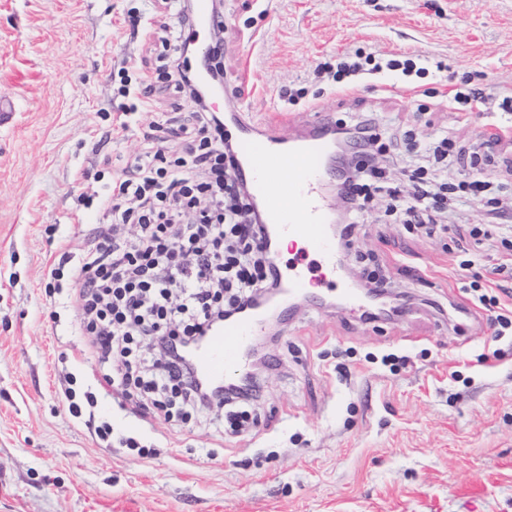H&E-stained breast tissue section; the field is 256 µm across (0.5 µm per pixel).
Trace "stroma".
Wrapping results in <instances>:
<instances>
[{
  "instance_id": "1",
  "label": "stroma",
  "mask_w": 512,
  "mask_h": 512,
  "mask_svg": "<svg viewBox=\"0 0 512 512\" xmlns=\"http://www.w3.org/2000/svg\"><path fill=\"white\" fill-rule=\"evenodd\" d=\"M223 2L222 28L200 32L198 46L222 39L225 82L284 138L319 113L335 123L369 113L385 135L472 145L507 122L498 96L512 87V0ZM176 22L164 0H0V99L15 106L0 123V512H512V337L492 341V316L467 291L502 252L484 242L468 276L449 271L455 237L485 204L455 203L439 237L368 210L345 263L357 279L383 275L404 312L367 321L326 291L265 326L274 365L257 371L261 395L236 427L222 409L168 420L137 407L92 357L65 294L48 293L61 248L81 253L110 221L78 206L83 172L120 175L145 146L142 126L171 109L154 94L140 128L114 135L111 72L157 75L159 27ZM400 49L446 69L412 85L313 75L342 50ZM466 80L485 96L467 118L448 104ZM289 86L306 94L286 107ZM491 341L500 358L486 368L476 357ZM389 354L407 365L390 370ZM68 372L96 393L111 447L67 413ZM127 437L153 455L138 457Z\"/></svg>"
}]
</instances>
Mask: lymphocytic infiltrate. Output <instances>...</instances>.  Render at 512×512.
<instances>
[{"label":"lymphocytic infiltrate","mask_w":512,"mask_h":512,"mask_svg":"<svg viewBox=\"0 0 512 512\" xmlns=\"http://www.w3.org/2000/svg\"><path fill=\"white\" fill-rule=\"evenodd\" d=\"M195 33L181 14L171 32L163 80L194 102L192 112L151 122L145 150L127 162L99 204L111 222L99 228L80 255L62 251L50 264L51 280L65 282L92 333V349L112 379L144 396L165 392L178 414L237 404L233 421L247 419L246 406L257 395L254 380L210 385L197 381L186 346L243 314L280 288L276 249L263 241L264 226L248 186L236 176L237 147L225 133L224 115L201 104L195 87ZM432 64L410 52L344 53L319 63L314 74L334 83L389 76L402 80L428 76ZM154 87L147 80L121 76L113 97L122 99L117 127L128 131L129 116L147 104ZM336 194L346 213L340 225L343 246L359 233V215L374 193L388 191L389 211L406 230L436 233L433 215L450 198H484L490 186L488 158L448 138L408 139L418 161L407 172L410 191L388 187L387 174L372 144L373 117L334 128ZM469 157L470 174L456 186L434 187L423 161ZM207 171L208 180L198 178ZM134 225L133 237L123 236ZM159 353L145 357L144 347Z\"/></svg>","instance_id":"obj_1"}]
</instances>
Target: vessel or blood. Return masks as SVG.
<instances>
[{
    "instance_id": "1",
    "label": "vessel or blood",
    "mask_w": 512,
    "mask_h": 512,
    "mask_svg": "<svg viewBox=\"0 0 512 512\" xmlns=\"http://www.w3.org/2000/svg\"><path fill=\"white\" fill-rule=\"evenodd\" d=\"M234 122L239 132L240 173L267 211L270 241L297 239L304 253L339 269L329 225L330 204L321 191L328 173L332 124L326 116H317L301 139L287 145L272 123L261 124L241 113L235 114ZM318 285L309 267L301 264L293 266L284 282L290 296L311 292ZM260 324V313L254 312L225 323L206 338L191 354L200 379L220 384L245 374V347Z\"/></svg>"
}]
</instances>
